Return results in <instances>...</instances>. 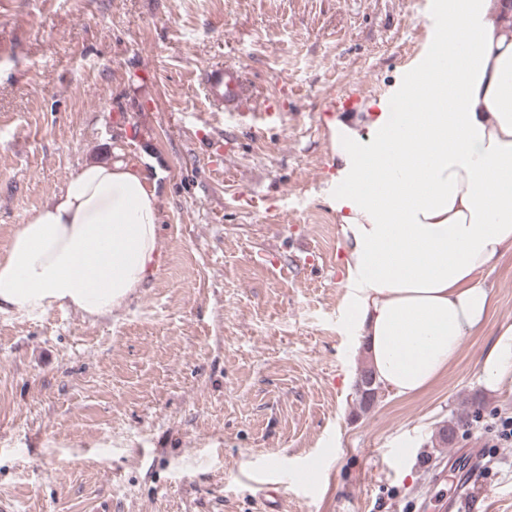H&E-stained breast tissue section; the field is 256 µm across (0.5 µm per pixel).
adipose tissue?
Returning a JSON list of instances; mask_svg holds the SVG:
<instances>
[{"instance_id": "obj_1", "label": "adipose tissue", "mask_w": 512, "mask_h": 512, "mask_svg": "<svg viewBox=\"0 0 512 512\" xmlns=\"http://www.w3.org/2000/svg\"><path fill=\"white\" fill-rule=\"evenodd\" d=\"M436 45L455 62L415 78L434 112L333 120L352 330L380 388L431 386L485 322L482 280L512 252V0H443ZM156 184L115 153L76 170L0 253V313L72 308L100 317L150 277ZM484 385L512 380V323L480 361Z\"/></svg>"}]
</instances>
